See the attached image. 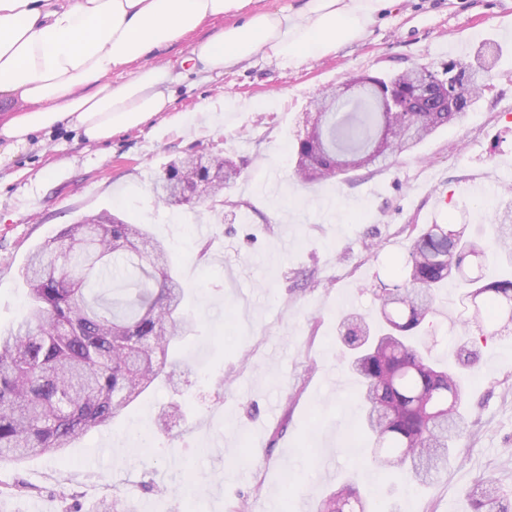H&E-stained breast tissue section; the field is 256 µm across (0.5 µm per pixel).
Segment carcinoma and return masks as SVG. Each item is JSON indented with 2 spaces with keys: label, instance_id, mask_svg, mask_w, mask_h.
Returning <instances> with one entry per match:
<instances>
[{
  "label": "carcinoma",
  "instance_id": "1",
  "mask_svg": "<svg viewBox=\"0 0 512 512\" xmlns=\"http://www.w3.org/2000/svg\"><path fill=\"white\" fill-rule=\"evenodd\" d=\"M486 60L450 58L439 72L416 66L393 74L365 75L359 112H342L341 94L325 91L306 114V134L294 144V176L304 185L361 168L386 167L414 151L431 133L475 105L483 77L498 49L485 45ZM393 93L402 112H382L378 100ZM210 175L188 156L166 167L154 194L175 195L179 182L209 183L211 211L233 202L224 189L241 168L225 158ZM496 243L512 254V188L494 213ZM487 250L464 230L428 224L411 242L405 264L408 285L384 290L383 324L372 328L358 313L340 326L348 368L359 380L364 423L377 451L371 463L407 470L416 482L434 481L448 463L450 445L464 432L462 385L456 373L436 369L419 344V328L435 310L438 291ZM30 306L16 325L0 330V465L56 454L87 432L112 423L149 388L174 383L171 351L190 317L185 288L172 272L166 246L145 228L108 210L68 224L37 247L23 273ZM474 299L472 321L482 335L497 336L495 322L512 326V278L478 273L463 283ZM472 512H512V493L488 480L469 491ZM359 488L343 485L323 499L318 512H368ZM90 512H137L126 498L109 494Z\"/></svg>",
  "mask_w": 512,
  "mask_h": 512
}]
</instances>
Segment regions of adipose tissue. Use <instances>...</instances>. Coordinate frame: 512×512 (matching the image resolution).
<instances>
[{
  "mask_svg": "<svg viewBox=\"0 0 512 512\" xmlns=\"http://www.w3.org/2000/svg\"><path fill=\"white\" fill-rule=\"evenodd\" d=\"M251 2L0 0V94L25 104L0 123V140L24 146L31 134L67 124L99 142L140 126L170 104L169 68L144 66V58L208 19L250 10ZM377 3L307 0L299 11H250L245 23L198 42L192 53L219 74L259 54L297 65L359 38ZM124 69L128 78L112 84V72Z\"/></svg>",
  "mask_w": 512,
  "mask_h": 512,
  "instance_id": "1",
  "label": "adipose tissue"
}]
</instances>
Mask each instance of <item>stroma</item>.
Here are the masks:
<instances>
[{
	"label": "stroma",
	"mask_w": 512,
	"mask_h": 512,
	"mask_svg": "<svg viewBox=\"0 0 512 512\" xmlns=\"http://www.w3.org/2000/svg\"><path fill=\"white\" fill-rule=\"evenodd\" d=\"M246 19L211 20L147 56L173 79L168 110L142 125L103 142L62 125L27 148L0 146V329L27 310L29 253L103 210L166 244L193 319L177 349L189 369L174 386L148 390L62 453L0 468V482L31 487L0 499V512H62L72 491L85 507L117 492L137 512H227L242 501L247 512H317L349 482L375 512H471L467 492L479 481L512 491V333L476 342L467 430L427 487L369 464L359 383L339 339L344 312L379 319L383 289L405 280L416 228L489 237L512 186V0H381L358 39L299 65L258 56L217 74L193 64L196 42ZM488 42L499 58L474 108L414 153L345 180L295 182L293 143L319 93L360 75L438 67ZM209 153L243 164L223 213L212 216L204 199L191 210L156 201L169 162ZM462 295L449 282L423 325L436 361L476 341ZM172 401L183 415L164 432L158 414Z\"/></svg>",
	"instance_id": "stroma-1"
}]
</instances>
